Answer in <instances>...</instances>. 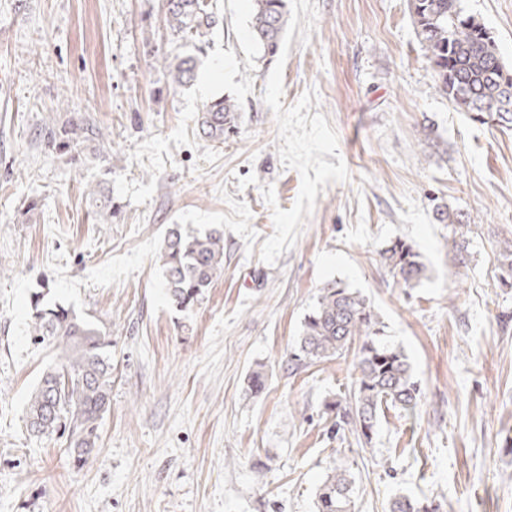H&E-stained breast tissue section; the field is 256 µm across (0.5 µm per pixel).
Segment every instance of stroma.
Returning a JSON list of instances; mask_svg holds the SVG:
<instances>
[{
  "label": "stroma",
  "instance_id": "35a3bbf8",
  "mask_svg": "<svg viewBox=\"0 0 512 512\" xmlns=\"http://www.w3.org/2000/svg\"><path fill=\"white\" fill-rule=\"evenodd\" d=\"M512 64V0H462ZM201 48L173 38L163 0H0V512H314L335 467L354 512L395 495L439 512H512V131L472 122L436 90L408 0H287L279 54L251 35L253 0H212ZM195 55L174 86L162 57ZM235 100L237 134L201 138L203 103ZM83 121L69 148L46 129ZM433 123L440 147L418 140ZM106 187L111 216L83 188ZM468 242L456 269L453 225ZM224 229V273L187 312L157 259L166 228ZM427 277L398 284L395 238ZM375 306L422 389L382 407L370 447L326 404L355 353L294 367L329 281ZM76 310L112 340V402L96 460L30 437L27 397L52 348L27 335L29 297ZM264 392L243 398L252 371ZM384 265L405 288H416L427 277V267L412 244L402 238L391 241L381 253Z\"/></svg>",
  "mask_w": 512,
  "mask_h": 512
}]
</instances>
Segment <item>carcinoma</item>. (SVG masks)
Here are the masks:
<instances>
[{
  "instance_id": "obj_1",
  "label": "carcinoma",
  "mask_w": 512,
  "mask_h": 512,
  "mask_svg": "<svg viewBox=\"0 0 512 512\" xmlns=\"http://www.w3.org/2000/svg\"><path fill=\"white\" fill-rule=\"evenodd\" d=\"M251 30L263 54L273 56L280 47L287 23L286 0H253ZM416 36L432 70L438 92L459 112L481 124L495 121L512 130L511 110L485 112L483 107L512 89V65L500 55L489 28L465 12L461 0H409ZM170 33L201 43L216 24L210 0H170L165 11ZM172 84L187 86L195 78L191 55L165 61ZM239 107L219 97L202 106L197 116L200 135L224 143V135L239 124ZM502 282L512 287V239L498 244ZM384 265L406 288L427 278V267L412 244L391 241L381 253ZM160 261L163 288L180 310L198 304L215 278L224 273V230L211 227L188 232L179 224L167 228ZM45 291L30 297L28 334L38 344L59 352L61 364L47 369L31 391L25 410L28 433L39 439L66 436L73 463L83 468L97 454L98 421L112 396V340L89 320L61 304L45 302ZM384 326L367 296L340 281L327 283L305 315L290 359L297 367L332 360L355 341L358 376L349 395L348 412L357 443L366 447L376 433L382 404L404 412L416 410L422 393L413 380L404 351L383 340ZM264 375L248 378L244 398L251 400L264 389ZM355 478L337 467L327 474L316 492L315 512H352ZM390 512H436L432 505L400 495Z\"/></svg>"
}]
</instances>
